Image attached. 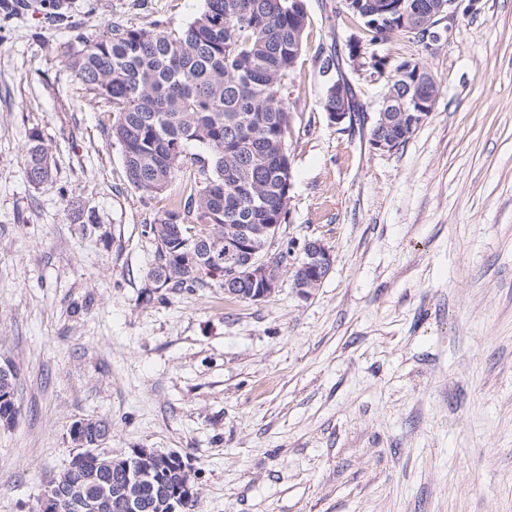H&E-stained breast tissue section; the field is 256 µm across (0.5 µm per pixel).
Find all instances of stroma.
I'll return each mask as SVG.
<instances>
[{"instance_id":"1","label":"stroma","mask_w":512,"mask_h":512,"mask_svg":"<svg viewBox=\"0 0 512 512\" xmlns=\"http://www.w3.org/2000/svg\"><path fill=\"white\" fill-rule=\"evenodd\" d=\"M72 2V27L31 6L0 30V365L20 404L0 427V512H37L90 418L112 455L181 454L196 512H512V0H480L433 48L377 45L441 84L391 153L368 142L384 82L348 72L367 122L329 123L320 58L350 30L339 0H306L278 244L321 240L334 263L309 299L286 273L256 303L152 287L146 227L189 174L135 189L110 104L66 62L74 33L178 27L203 0ZM34 131L53 159L38 186ZM24 167L30 182L39 185L52 177L51 155L40 135L32 132L24 154Z\"/></svg>"}]
</instances>
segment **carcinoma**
I'll return each instance as SVG.
<instances>
[{
	"label": "carcinoma",
	"instance_id": "1",
	"mask_svg": "<svg viewBox=\"0 0 512 512\" xmlns=\"http://www.w3.org/2000/svg\"><path fill=\"white\" fill-rule=\"evenodd\" d=\"M436 0H404L407 9L422 15ZM44 23L68 24L69 0H41ZM355 26L351 50L373 58L372 47L390 38L392 26L364 24L355 10L346 9ZM305 2L292 0H203L190 22L173 27L158 21L151 31L112 25L102 37L88 42L79 35L67 47V62L75 76L96 97L112 105L109 135L121 151L129 182L154 196L166 192L177 173L190 170L174 208L149 225V234L165 250H156L148 272L156 288H200L217 281L195 250L201 224L239 227L243 224H284L288 169L283 167L290 111L281 92L294 72L302 49ZM377 76L388 90L410 100L440 91L437 80L415 83L400 76L415 73L419 63L377 60ZM30 182L52 177L51 155L33 132L24 154ZM98 420H87L86 446L56 477V484L73 485L105 508L94 512H125L114 488L125 471L142 470L134 487L142 512H168L169 499L192 489L177 512H193L197 491L189 472L165 458L130 462L99 450Z\"/></svg>",
	"mask_w": 512,
	"mask_h": 512
}]
</instances>
